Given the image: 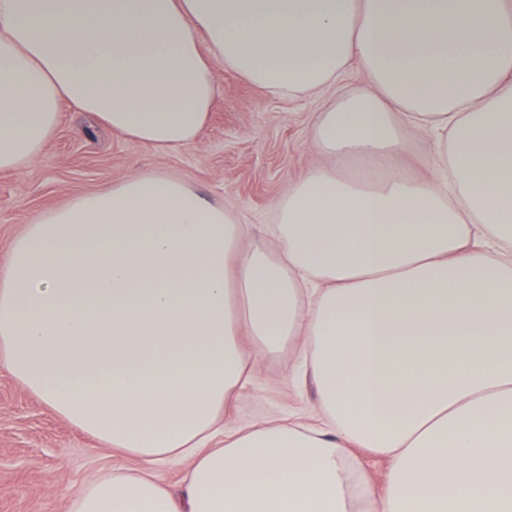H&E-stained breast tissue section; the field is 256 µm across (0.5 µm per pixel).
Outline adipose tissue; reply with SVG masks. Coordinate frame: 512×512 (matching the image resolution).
<instances>
[{
    "instance_id": "1",
    "label": "adipose tissue",
    "mask_w": 512,
    "mask_h": 512,
    "mask_svg": "<svg viewBox=\"0 0 512 512\" xmlns=\"http://www.w3.org/2000/svg\"><path fill=\"white\" fill-rule=\"evenodd\" d=\"M355 65L372 91L313 120L354 167L275 201L276 251L164 174L15 240L0 365L151 465L90 480L68 512H512V0H0V171L41 156L65 105L166 152L206 125L218 69L292 96ZM410 129L434 178L397 170ZM244 335L259 353L299 338L316 422L225 432ZM173 458L177 490L154 470Z\"/></svg>"
}]
</instances>
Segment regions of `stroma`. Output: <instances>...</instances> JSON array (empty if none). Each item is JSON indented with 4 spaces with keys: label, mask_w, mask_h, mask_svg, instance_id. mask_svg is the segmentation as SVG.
I'll return each instance as SVG.
<instances>
[{
    "label": "stroma",
    "mask_w": 512,
    "mask_h": 512,
    "mask_svg": "<svg viewBox=\"0 0 512 512\" xmlns=\"http://www.w3.org/2000/svg\"><path fill=\"white\" fill-rule=\"evenodd\" d=\"M218 78L220 94L208 124L193 143L165 154L99 125L91 113L64 109L39 159L22 172H0V268L15 239L43 213L150 172L180 177L224 203L239 215L248 240L267 243L275 200L304 170L324 161L312 145L313 117L323 101L274 96L223 69ZM439 165L427 134L404 137L403 173L428 179ZM297 364L291 339L276 352L256 355L254 375L238 389L228 426L316 415V390L295 378ZM142 466L77 431L0 367V512H67L70 496L88 478Z\"/></svg>",
    "instance_id": "obj_1"
}]
</instances>
